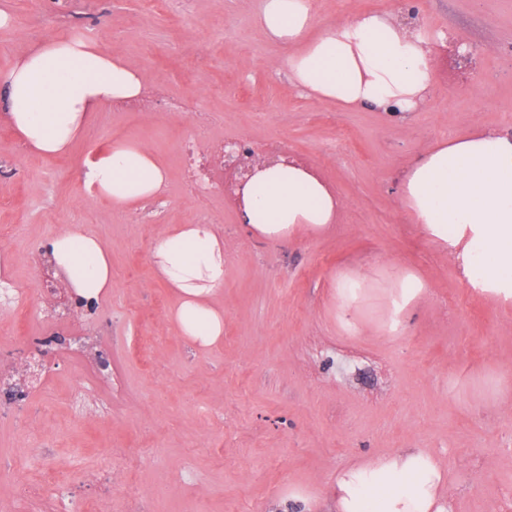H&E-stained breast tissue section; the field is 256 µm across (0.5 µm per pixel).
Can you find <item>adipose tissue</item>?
I'll return each instance as SVG.
<instances>
[{"label":"adipose tissue","mask_w":512,"mask_h":512,"mask_svg":"<svg viewBox=\"0 0 512 512\" xmlns=\"http://www.w3.org/2000/svg\"><path fill=\"white\" fill-rule=\"evenodd\" d=\"M259 21L273 40L290 46L292 85L344 108L416 111L431 83L430 39L410 19L364 14L315 31L310 0H261ZM142 73L99 44L76 36L42 41L0 78V109L30 153H66L93 115L138 100ZM84 165L90 197L124 209L157 197L166 171L143 144L126 139L95 146ZM401 200L427 239L462 266L474 287L512 301V137L485 128L428 145L400 175ZM343 201L306 165L255 166L239 214L252 236L282 240L317 235L335 224ZM77 303L90 306L112 288V258L95 236L72 225L45 245ZM154 267L177 299L170 317L196 348L220 343L224 310V239L209 224H181L157 236ZM382 329L398 334L426 296L416 273H392ZM449 483L436 455L412 448L359 460L333 485L336 512H451Z\"/></svg>","instance_id":"1"}]
</instances>
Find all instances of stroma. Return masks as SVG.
Instances as JSON below:
<instances>
[{
    "label": "stroma",
    "instance_id": "35a3bbf8",
    "mask_svg": "<svg viewBox=\"0 0 512 512\" xmlns=\"http://www.w3.org/2000/svg\"><path fill=\"white\" fill-rule=\"evenodd\" d=\"M260 0H9L0 74L29 45L73 28L144 73L137 110L110 106L64 156L27 153L0 121V266L29 314L0 307V371L35 338L86 336L53 348L46 388L0 411V512L48 473L85 512H275L289 485L312 512H335L339 469L402 448L446 467L453 512H512V304L495 303L434 248L402 205L399 176L431 142L484 126L512 136V0H322L319 26L364 12H411L433 38L426 103L394 115L321 103L288 80L287 47L258 23ZM210 45L193 61L179 42ZM471 46L469 58L454 54ZM258 104L238 109V96ZM280 136L346 201L322 235L253 238L223 195L187 186L180 143L194 138L221 173L225 142ZM134 138L163 160V193L130 210L92 199L84 160L96 144ZM224 238V340L198 350L170 319L154 237L197 213ZM77 225L112 254V291L77 315L51 311L43 245ZM393 268L427 294L398 335L377 329ZM369 272L363 331L340 326L333 280ZM111 376L101 379L97 357ZM42 465L29 464L32 447Z\"/></svg>",
    "mask_w": 512,
    "mask_h": 512
}]
</instances>
